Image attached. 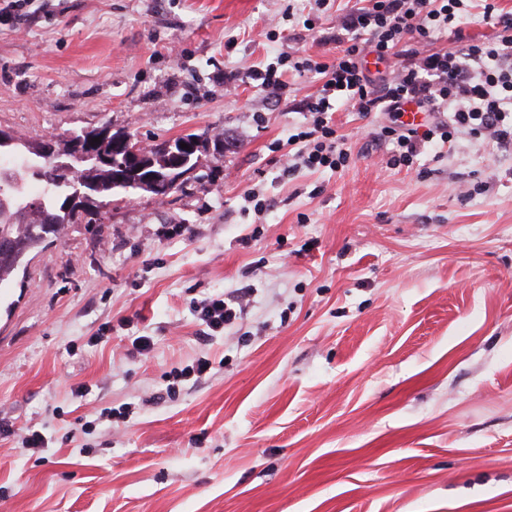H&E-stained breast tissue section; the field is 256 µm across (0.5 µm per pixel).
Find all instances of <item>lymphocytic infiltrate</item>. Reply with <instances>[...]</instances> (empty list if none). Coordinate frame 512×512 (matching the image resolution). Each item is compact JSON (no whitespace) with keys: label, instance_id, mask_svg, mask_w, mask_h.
<instances>
[{"label":"lymphocytic infiltrate","instance_id":"obj_1","mask_svg":"<svg viewBox=\"0 0 512 512\" xmlns=\"http://www.w3.org/2000/svg\"><path fill=\"white\" fill-rule=\"evenodd\" d=\"M466 0H365L344 16L347 45L329 63L293 52L281 53L276 65L253 70L262 85L279 87L284 75L316 73L320 86L307 96L303 110L311 126L301 131L296 157L309 169L345 167L350 152L336 131L331 112L337 99L368 115L385 113L382 132L396 145L390 162L413 168L423 146L455 133L484 137L502 147L512 144V15L499 12L495 0H485L483 17L493 29L480 40L464 34L460 21ZM452 29V51L424 49L434 31ZM393 61L389 73L372 76L366 57ZM449 118L428 128L407 123V105Z\"/></svg>","mask_w":512,"mask_h":512}]
</instances>
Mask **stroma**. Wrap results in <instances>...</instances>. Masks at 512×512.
<instances>
[{
  "mask_svg": "<svg viewBox=\"0 0 512 512\" xmlns=\"http://www.w3.org/2000/svg\"><path fill=\"white\" fill-rule=\"evenodd\" d=\"M359 5L0 13L15 137L107 123L232 143L176 204L136 193L0 285V512H512V145L461 132L407 170L388 163L386 115L340 102L348 166L287 173L317 77L247 76L283 51L332 61ZM216 294L238 314L207 339L195 307ZM200 357L209 373L167 395ZM33 431L46 447L23 448Z\"/></svg>",
  "mask_w": 512,
  "mask_h": 512,
  "instance_id": "35a3bbf8",
  "label": "stroma"
}]
</instances>
